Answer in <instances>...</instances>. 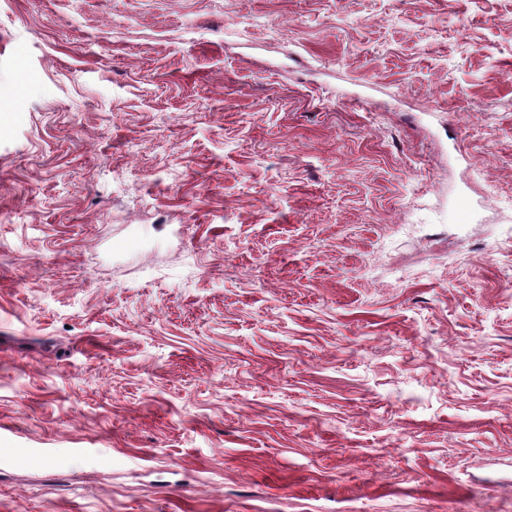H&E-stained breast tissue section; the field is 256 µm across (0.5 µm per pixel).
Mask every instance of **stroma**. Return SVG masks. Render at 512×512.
<instances>
[{
	"label": "stroma",
	"mask_w": 512,
	"mask_h": 512,
	"mask_svg": "<svg viewBox=\"0 0 512 512\" xmlns=\"http://www.w3.org/2000/svg\"><path fill=\"white\" fill-rule=\"evenodd\" d=\"M0 512H512V0H0Z\"/></svg>",
	"instance_id": "35a3bbf8"
}]
</instances>
